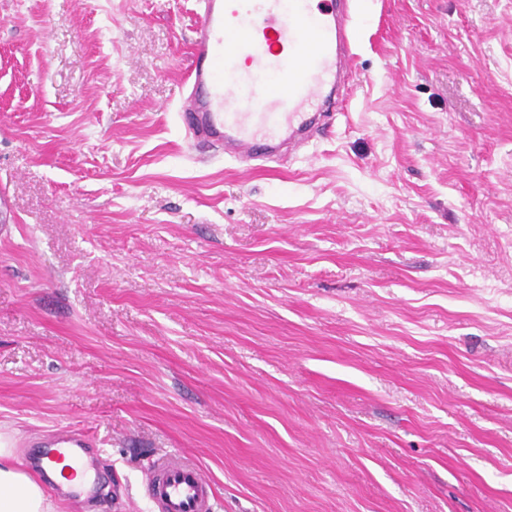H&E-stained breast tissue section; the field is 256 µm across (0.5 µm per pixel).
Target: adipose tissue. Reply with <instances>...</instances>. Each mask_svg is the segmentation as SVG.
<instances>
[{
  "label": "adipose tissue",
  "mask_w": 512,
  "mask_h": 512,
  "mask_svg": "<svg viewBox=\"0 0 512 512\" xmlns=\"http://www.w3.org/2000/svg\"><path fill=\"white\" fill-rule=\"evenodd\" d=\"M0 512H57L45 486L17 457L11 436L0 433Z\"/></svg>",
  "instance_id": "ef3b65f1"
}]
</instances>
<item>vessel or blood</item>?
Wrapping results in <instances>:
<instances>
[{"instance_id": "obj_1", "label": "vessel or blood", "mask_w": 512, "mask_h": 512, "mask_svg": "<svg viewBox=\"0 0 512 512\" xmlns=\"http://www.w3.org/2000/svg\"><path fill=\"white\" fill-rule=\"evenodd\" d=\"M357 0H200L180 118L195 148L223 149L248 168L288 161L327 136L347 101L357 58ZM90 443L81 430L42 440V464L77 472ZM157 512H213L215 488L193 459L148 466Z\"/></svg>"}]
</instances>
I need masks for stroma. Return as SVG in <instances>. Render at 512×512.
Listing matches in <instances>:
<instances>
[{
	"label": "stroma",
	"mask_w": 512,
	"mask_h": 512,
	"mask_svg": "<svg viewBox=\"0 0 512 512\" xmlns=\"http://www.w3.org/2000/svg\"><path fill=\"white\" fill-rule=\"evenodd\" d=\"M347 110L190 148L196 0H0V432L87 431L59 512H512V0H359ZM146 496L159 512H213L215 488L193 459L174 455L148 466Z\"/></svg>",
	"instance_id": "35a3bbf8"
}]
</instances>
